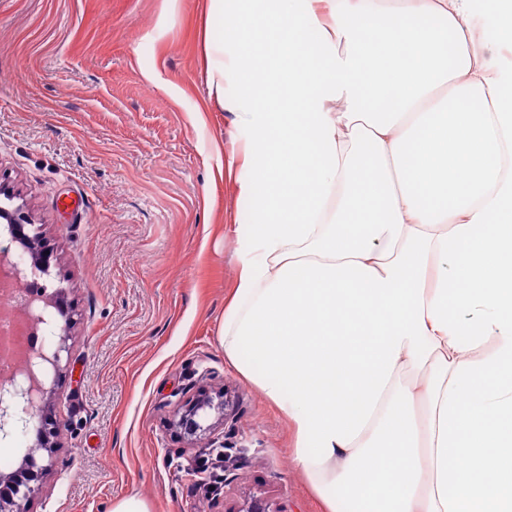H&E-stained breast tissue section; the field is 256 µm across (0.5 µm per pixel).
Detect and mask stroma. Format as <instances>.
Masks as SVG:
<instances>
[{
  "label": "stroma",
  "instance_id": "stroma-1",
  "mask_svg": "<svg viewBox=\"0 0 512 512\" xmlns=\"http://www.w3.org/2000/svg\"><path fill=\"white\" fill-rule=\"evenodd\" d=\"M209 0H0V184L57 262L68 357L44 388L54 466L26 512H224L263 496L322 512L288 421L218 342L252 204L216 178L249 130L210 94ZM222 156H212L213 142ZM224 413L173 423L199 389ZM224 450L204 495L184 468Z\"/></svg>",
  "mask_w": 512,
  "mask_h": 512
}]
</instances>
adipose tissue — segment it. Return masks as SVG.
I'll list each match as a JSON object with an SVG mask.
<instances>
[{
	"label": "adipose tissue",
	"instance_id": "ef3b65f1",
	"mask_svg": "<svg viewBox=\"0 0 512 512\" xmlns=\"http://www.w3.org/2000/svg\"><path fill=\"white\" fill-rule=\"evenodd\" d=\"M211 3L254 212L226 357L325 512H512V70L484 0ZM476 34L483 44L493 52L495 62L499 63L500 67L505 69L512 67V52L510 50H502L500 55L495 52L498 45V33L493 16L487 14L480 17Z\"/></svg>",
	"mask_w": 512,
	"mask_h": 512
}]
</instances>
